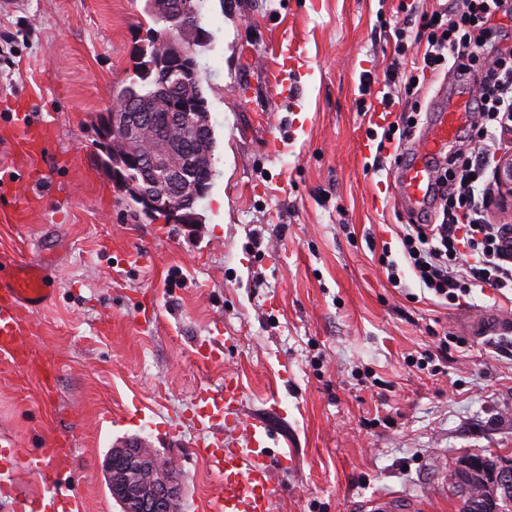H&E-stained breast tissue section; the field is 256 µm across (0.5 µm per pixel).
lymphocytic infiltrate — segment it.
Here are the masks:
<instances>
[{"mask_svg": "<svg viewBox=\"0 0 512 512\" xmlns=\"http://www.w3.org/2000/svg\"><path fill=\"white\" fill-rule=\"evenodd\" d=\"M501 17L512 19V0H436L417 31L395 29L397 59L378 88L389 114L418 97L420 78L480 74L468 103L474 116L468 151L454 153L449 172L437 174L431 222L405 225L399 235L420 286L449 302L475 286L512 289V226L491 223L488 214L496 195L493 162L504 148L503 132L512 129V50L497 46ZM411 48L416 59L406 70L398 59Z\"/></svg>", "mask_w": 512, "mask_h": 512, "instance_id": "f902f5d3", "label": "lymphocytic infiltrate"}]
</instances>
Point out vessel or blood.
Here are the masks:
<instances>
[{
	"label": "vessel or blood",
	"mask_w": 512,
	"mask_h": 512,
	"mask_svg": "<svg viewBox=\"0 0 512 512\" xmlns=\"http://www.w3.org/2000/svg\"><path fill=\"white\" fill-rule=\"evenodd\" d=\"M304 50L290 44L282 52L283 67L269 74L274 89H287L288 62L302 61ZM438 119L427 126L418 146L411 150L397 188L399 200L421 207L431 195L435 178V160L448 146L455 128V114L445 104H437ZM48 297L47 283L39 274L11 257L0 258V359L14 364L28 361V349L23 338L27 334L26 315L37 313ZM243 389L239 378L228 374L223 386L216 391L205 390L190 401L188 416L194 426L208 435L203 448L221 476L223 489L210 500L197 503L196 512H271L277 491L275 471L287 470L286 456L270 458L265 448L271 433L263 423L242 426L240 406ZM243 430L241 445H228L218 428ZM71 452L67 436L56 435L45 441L35 452L26 454L25 461L51 479L56 463ZM360 512H418L419 504L408 497H378L363 501Z\"/></svg>",
	"instance_id": "obj_1"
}]
</instances>
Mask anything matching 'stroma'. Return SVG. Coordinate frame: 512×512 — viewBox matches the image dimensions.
I'll list each match as a JSON object with an SVG mask.
<instances>
[{
	"label": "stroma",
	"instance_id": "stroma-1",
	"mask_svg": "<svg viewBox=\"0 0 512 512\" xmlns=\"http://www.w3.org/2000/svg\"><path fill=\"white\" fill-rule=\"evenodd\" d=\"M401 0H207L200 50L217 148L196 229L148 219L115 186L96 145L99 117L135 81L152 22L146 0H25L0 28L31 31L0 70V254L44 268L54 290L31 315L33 363L0 365V441H71L62 478L78 512H120L102 473L113 444L145 438L174 458L180 512L221 478L183 411L235 373L245 423L271 430L272 512H354L406 495L423 512H459L448 486L474 455L512 459V334L495 333L512 298L472 289L459 305L423 292L396 237L414 214L392 191L405 155L367 168L374 123L360 78L394 58ZM304 47L302 97L267 74L288 42ZM390 245L392 285L379 261ZM139 247L143 264L126 260ZM227 339L222 358L194 357ZM448 349L436 355L440 338ZM433 367L417 368L424 353ZM55 367L45 396L40 362ZM0 512H26L41 486L15 466Z\"/></svg>",
	"mask_w": 512,
	"mask_h": 512
}]
</instances>
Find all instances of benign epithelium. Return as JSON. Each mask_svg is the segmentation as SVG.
<instances>
[{
	"mask_svg": "<svg viewBox=\"0 0 512 512\" xmlns=\"http://www.w3.org/2000/svg\"><path fill=\"white\" fill-rule=\"evenodd\" d=\"M151 12L173 24L168 36L148 40L162 87L150 104L112 108L98 123L101 149L112 155V180L126 182L128 195L141 210L161 212L172 224L201 223L194 201L205 197L211 177L198 174V162L187 139L176 133L186 127L197 140L208 137V113L197 101L201 83L193 65L194 47L207 33L187 11L184 0H148ZM500 188L498 202L512 205V154L497 158L494 169ZM103 475L120 512H179L182 486L177 468L142 438L113 446Z\"/></svg>",
	"mask_w": 512,
	"mask_h": 512,
	"instance_id": "7a95c632",
	"label": "benign epithelium"
}]
</instances>
